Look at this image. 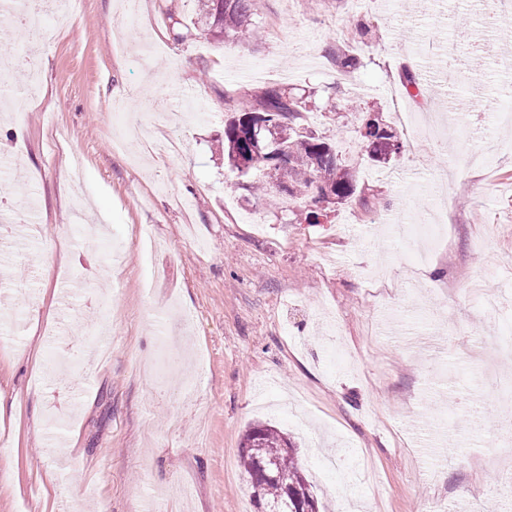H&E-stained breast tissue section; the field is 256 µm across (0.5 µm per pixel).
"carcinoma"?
Returning a JSON list of instances; mask_svg holds the SVG:
<instances>
[{
	"label": "carcinoma",
	"instance_id": "1",
	"mask_svg": "<svg viewBox=\"0 0 512 512\" xmlns=\"http://www.w3.org/2000/svg\"><path fill=\"white\" fill-rule=\"evenodd\" d=\"M198 0V19L208 26L215 37H238L249 34L252 21V0ZM307 111L305 99L285 88L269 84L257 91L240 94L224 123V150L232 170L244 178L242 189L263 187L280 201L284 198H310L314 210L309 216L318 218L331 205H346L357 199L349 169L342 164L330 139L315 135L301 123ZM265 115L264 125L252 131L245 129L251 115ZM375 128L360 132L370 161L388 163L399 157L402 143L389 125L373 119ZM240 462L245 473L253 476L259 466L272 462L278 471L288 476V482L300 490L312 485L298 466L290 438L276 427L257 423L249 427L242 439ZM263 498L280 503L284 488L278 480L264 482Z\"/></svg>",
	"mask_w": 512,
	"mask_h": 512
}]
</instances>
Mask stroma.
<instances>
[{
  "label": "stroma",
  "mask_w": 512,
  "mask_h": 512,
  "mask_svg": "<svg viewBox=\"0 0 512 512\" xmlns=\"http://www.w3.org/2000/svg\"><path fill=\"white\" fill-rule=\"evenodd\" d=\"M80 3L76 25L37 50L33 94L27 69L0 80V210L34 227L21 244L0 233V302L31 306L0 343V512H144L149 500L155 512H256L240 443L257 421L291 437L320 512H512L489 437L461 405L512 408L485 387L512 370L495 354L512 337V123L486 116L491 94L512 99L493 64L512 19L486 25L448 0H255L259 37L220 40L196 0H141L135 27L122 0ZM141 39L157 49L149 74L133 57ZM451 48L468 76L453 91ZM340 49L356 68L337 64ZM408 66L424 95L406 93ZM267 83L307 97L312 129L376 206L311 224L308 202L285 211L241 189L224 95ZM452 94L466 116L447 148L410 125L391 166L347 152L368 111L397 126L395 103L438 113ZM175 106L183 152L153 156L134 118ZM52 125L68 130L63 147ZM437 219L429 263L410 270L392 225ZM144 227L147 257L134 244ZM116 241L126 249L111 267ZM477 282L497 312L470 296ZM102 304L104 361L84 343ZM51 355L82 367L43 372Z\"/></svg>",
  "instance_id": "35a3bbf8"
}]
</instances>
